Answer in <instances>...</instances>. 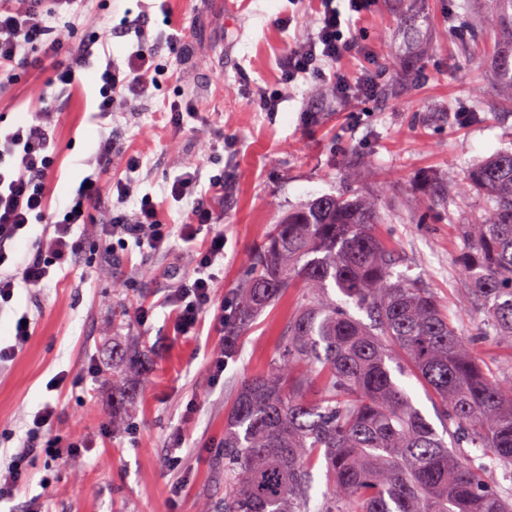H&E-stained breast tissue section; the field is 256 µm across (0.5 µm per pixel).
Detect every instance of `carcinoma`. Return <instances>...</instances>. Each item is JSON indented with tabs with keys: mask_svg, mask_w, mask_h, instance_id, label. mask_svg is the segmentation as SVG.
I'll use <instances>...</instances> for the list:
<instances>
[{
	"mask_svg": "<svg viewBox=\"0 0 512 512\" xmlns=\"http://www.w3.org/2000/svg\"><path fill=\"white\" fill-rule=\"evenodd\" d=\"M495 4L492 24L509 36L495 59L497 88L512 105V0ZM475 195L484 206L459 225L453 258L462 302L512 342L511 150L463 173L445 200ZM376 224L372 196H321L283 215L253 255L239 323L296 283L303 293L270 370L246 380L227 413L219 512H512V491L497 480L499 469L512 473V379L486 369L425 279L395 273L399 256ZM396 353L439 403L453 442L394 380ZM112 356L119 397L149 357L127 344ZM457 438L490 463L475 464ZM321 462L328 491L313 507Z\"/></svg>",
	"mask_w": 512,
	"mask_h": 512,
	"instance_id": "obj_1",
	"label": "carcinoma"
}]
</instances>
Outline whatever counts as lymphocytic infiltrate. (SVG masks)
<instances>
[{"label":"lymphocytic infiltrate","instance_id":"lymphocytic-infiltrate-1","mask_svg":"<svg viewBox=\"0 0 512 512\" xmlns=\"http://www.w3.org/2000/svg\"><path fill=\"white\" fill-rule=\"evenodd\" d=\"M70 0H0V83L8 81L21 49L44 41L46 56L55 58V79L62 87L76 80L77 60H57L58 47L49 40L44 17L49 7H62ZM340 9L337 0H322L315 36L304 45L289 50L282 60L288 82L330 73L337 97L369 98L381 88L386 75L380 62H372L356 78L346 77L337 67L354 44L344 35L349 16L362 12L366 0H347ZM154 60L141 48L127 58L126 68L109 64L99 80L98 110L112 113L118 100L130 95L145 96L153 79ZM56 118L51 107L35 113L32 122L0 131V308L9 304L18 287L40 288L53 279L77 250L75 226L100 193V177L85 178L63 220H56L47 202V178L55 156L50 150L47 127ZM160 205L152 197H142L132 218L113 217L97 227L104 249H111L114 237H130L138 246L156 251L170 238L168 225L159 220ZM43 230L32 235V220ZM224 256V234L211 233L206 246L196 252L192 272L178 279L166 296L176 313L182 335L194 333L199 321L213 304L214 277L211 269ZM57 409L44 403L26 423L30 448L14 454L0 469V502L14 499L29 480L28 459L33 454L53 461L80 456L85 443L73 436L59 435L55 429Z\"/></svg>","mask_w":512,"mask_h":512}]
</instances>
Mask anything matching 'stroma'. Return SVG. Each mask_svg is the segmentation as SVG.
<instances>
[{
    "instance_id": "35a3bbf8",
    "label": "stroma",
    "mask_w": 512,
    "mask_h": 512,
    "mask_svg": "<svg viewBox=\"0 0 512 512\" xmlns=\"http://www.w3.org/2000/svg\"><path fill=\"white\" fill-rule=\"evenodd\" d=\"M459 0H372L354 15V51L339 62L357 76L386 53L409 59L406 82L392 92L385 76L377 97L342 99L319 78L287 82L281 59L317 30L319 0H71L50 13L46 24L73 54H85L79 85L63 90L43 50L27 45L29 66L0 86V128L31 120L39 101L59 114L50 131L55 166L48 179L52 208L63 207L79 182L101 136L112 138V160L104 182L125 181L132 196L118 203L102 194L86 221L107 224L113 214H132L144 195L160 201L159 219L182 224L193 200L166 201L173 179L198 170L201 186L224 178L222 195L207 196L217 229L224 233V258L213 271L214 300L223 322L208 312L194 335L177 332L164 302L174 278L193 267L206 240L171 236L161 252L135 243L99 241L75 232L78 248L63 271L42 288H20L0 311V342L9 343L14 324L29 314L33 335L8 367L0 369V462L20 450L25 421L44 402L56 404L59 432L82 436L81 457L52 463L28 460L30 479L0 512H199L202 499H224V469L216 463L224 445L231 397L248 378L270 369L279 339L293 312L291 295L265 308L237 338L238 351L215 375L211 362L223 347L226 324L235 319L236 287L250 269L255 247L288 210L325 194L378 198L380 233L401 255L395 271L428 280L480 359L503 379L512 377V345L486 333L483 316L458 302L452 254L457 227L479 214L471 198L443 208L434 186H445L472 165L512 149V115L501 104L490 58L500 35L491 29V0H466L468 18L488 30V40L460 53L448 15ZM415 24L427 36L405 45L403 30ZM184 37L170 45L173 29ZM146 42L161 71L148 97L120 103L108 118L97 110V76L107 59L125 65ZM277 93V111L262 98ZM484 103L466 113L471 98ZM180 107L182 121L171 118ZM137 157L131 170L129 157ZM434 177L416 186L418 175ZM148 322H141V310ZM140 338L150 355V379L128 377V421L112 429V343ZM98 374L83 378L87 365ZM76 378L60 392L46 389L57 373ZM182 463L167 465L169 452Z\"/></svg>"
}]
</instances>
